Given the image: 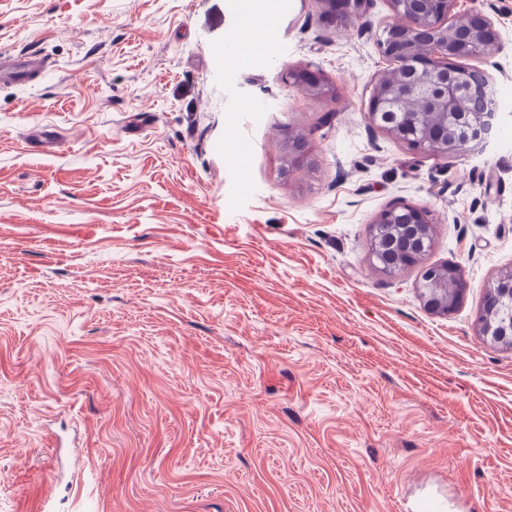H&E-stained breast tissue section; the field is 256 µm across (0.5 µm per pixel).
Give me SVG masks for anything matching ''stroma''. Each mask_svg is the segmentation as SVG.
Masks as SVG:
<instances>
[{
	"label": "stroma",
	"mask_w": 512,
	"mask_h": 512,
	"mask_svg": "<svg viewBox=\"0 0 512 512\" xmlns=\"http://www.w3.org/2000/svg\"><path fill=\"white\" fill-rule=\"evenodd\" d=\"M224 2L0 0V52L49 62L0 85V512H415L439 487L512 512V348L477 328L512 266V0L455 4L495 23L464 64L501 108L445 159L367 119L388 0L344 26L279 0L237 59ZM287 126L313 170L281 176ZM401 199L470 284L451 315L369 261ZM286 80L305 95L316 100L335 101V83L321 70L301 68L288 72ZM372 224H377L383 234H391L395 228H398L397 224H410L409 227L414 228L417 233L423 234L432 242L436 223L428 207L400 200L379 212ZM374 225L373 234H378Z\"/></svg>",
	"instance_id": "35a3bbf8"
}]
</instances>
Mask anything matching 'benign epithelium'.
<instances>
[{
	"label": "benign epithelium",
	"instance_id": "benign-epithelium-1",
	"mask_svg": "<svg viewBox=\"0 0 512 512\" xmlns=\"http://www.w3.org/2000/svg\"><path fill=\"white\" fill-rule=\"evenodd\" d=\"M324 18L343 25L360 12L365 0H322ZM456 0H389L399 21L386 27L380 45L391 62L388 77L377 76L367 119L371 125L401 141L409 149L446 158L484 143L488 112L469 107L470 97L486 98L492 85L489 73L477 86L468 69L453 63L457 58L487 56L498 48V34L489 17L477 10L450 16ZM286 80L316 100H336L335 83L321 70L301 68ZM399 112L402 120L393 121ZM312 146L305 133L290 131L283 139L281 174L313 167ZM374 223L390 234L408 224L428 239L434 238L432 211L400 200L377 214Z\"/></svg>",
	"mask_w": 512,
	"mask_h": 512
}]
</instances>
